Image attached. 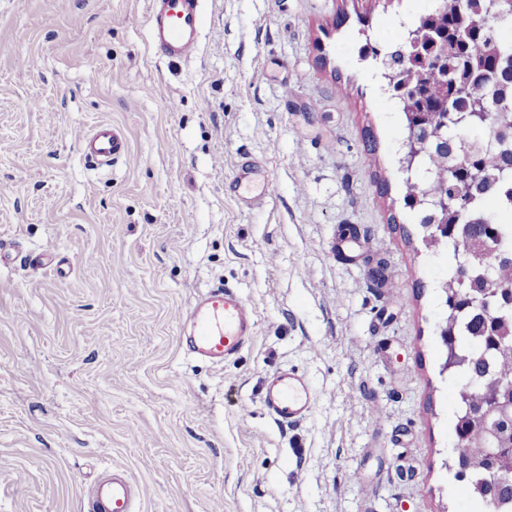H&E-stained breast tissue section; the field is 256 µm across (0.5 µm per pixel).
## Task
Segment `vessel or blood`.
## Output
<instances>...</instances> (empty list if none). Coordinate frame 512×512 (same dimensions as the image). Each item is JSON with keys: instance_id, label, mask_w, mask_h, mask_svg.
Returning a JSON list of instances; mask_svg holds the SVG:
<instances>
[{"instance_id": "b4317fda", "label": "vessel or blood", "mask_w": 512, "mask_h": 512, "mask_svg": "<svg viewBox=\"0 0 512 512\" xmlns=\"http://www.w3.org/2000/svg\"><path fill=\"white\" fill-rule=\"evenodd\" d=\"M203 26V0H150L148 31L158 57L180 60L197 49ZM88 158L109 164L125 153L127 142L110 124L80 133ZM189 326L188 350L214 365L223 364L247 347L255 336V312L237 293L215 288L199 296L189 315L179 316ZM263 405L272 418L293 425L308 417L317 399L309 381L291 370L280 371L268 384ZM137 493L119 474L99 481L91 491V512H134Z\"/></svg>"}]
</instances>
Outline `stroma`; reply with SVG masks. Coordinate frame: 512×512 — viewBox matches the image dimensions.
<instances>
[{
    "label": "stroma",
    "instance_id": "35a3bbf8",
    "mask_svg": "<svg viewBox=\"0 0 512 512\" xmlns=\"http://www.w3.org/2000/svg\"><path fill=\"white\" fill-rule=\"evenodd\" d=\"M436 5L204 0L171 62L149 0H0V512H88L112 469L138 512H490L447 468L448 251L373 55ZM221 285L256 336L212 366L175 315ZM290 368L317 406L284 426ZM79 139L86 156L101 165H108L127 149V142L120 131L107 123L97 126L92 132L80 133ZM263 405L276 422L293 425L313 413L317 399L303 375L283 370L266 387Z\"/></svg>",
    "mask_w": 512,
    "mask_h": 512
}]
</instances>
